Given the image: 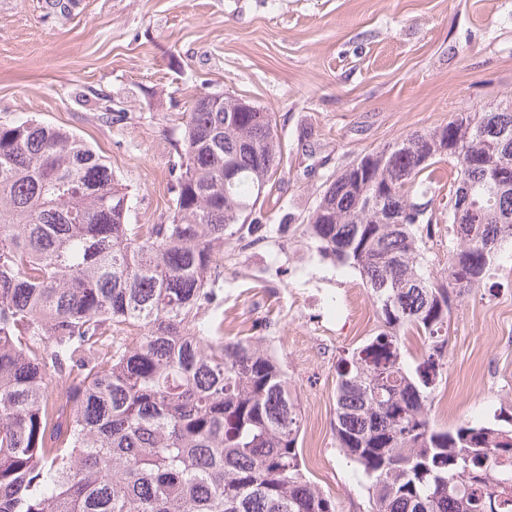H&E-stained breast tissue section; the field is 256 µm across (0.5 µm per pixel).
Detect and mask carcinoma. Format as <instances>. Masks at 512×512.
Returning a JSON list of instances; mask_svg holds the SVG:
<instances>
[{"instance_id": "1", "label": "carcinoma", "mask_w": 512, "mask_h": 512, "mask_svg": "<svg viewBox=\"0 0 512 512\" xmlns=\"http://www.w3.org/2000/svg\"><path fill=\"white\" fill-rule=\"evenodd\" d=\"M389 148L337 173L294 225L377 306L374 337L336 363V446L371 512H512V429L430 418L451 310L512 243V105ZM179 159L172 220L143 231L80 137L0 124V512H335L303 473L301 406L271 342L226 341L200 317L224 245L262 229L276 120L202 96ZM461 194L473 208L459 218ZM409 335L423 346L411 360Z\"/></svg>"}]
</instances>
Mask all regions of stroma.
<instances>
[{
  "mask_svg": "<svg viewBox=\"0 0 512 512\" xmlns=\"http://www.w3.org/2000/svg\"><path fill=\"white\" fill-rule=\"evenodd\" d=\"M228 93L274 114L281 175L258 240L234 244L204 318L268 337L301 403L303 472L336 512H370L333 436L336 360L375 334L352 267L292 232L357 156L512 102V0H0V123L81 137L129 195L127 221L166 224L186 114ZM431 417L512 428V245L454 306Z\"/></svg>",
  "mask_w": 512,
  "mask_h": 512,
  "instance_id": "stroma-1",
  "label": "stroma"
}]
</instances>
